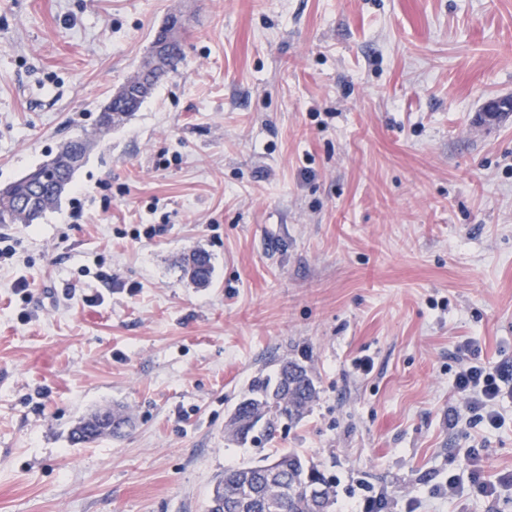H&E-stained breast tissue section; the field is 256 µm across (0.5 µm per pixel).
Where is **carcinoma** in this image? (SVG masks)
<instances>
[{
    "label": "carcinoma",
    "instance_id": "1",
    "mask_svg": "<svg viewBox=\"0 0 512 512\" xmlns=\"http://www.w3.org/2000/svg\"><path fill=\"white\" fill-rule=\"evenodd\" d=\"M144 99L124 97L108 103L109 111L98 113L95 126L66 141L52 161L38 166V173L0 187V224H31L20 202L35 198L39 215L57 205L70 187L77 169L67 159L77 154L86 159L92 145L112 127L138 111ZM183 270L199 284L212 275L210 255L201 250L184 258ZM317 397L307 367L296 360L285 361L275 377H257L237 404L228 424V437L244 440L261 421L268 434L284 420H299ZM126 419L110 409L81 419L71 430L74 443H89L104 437L118 438ZM335 504L329 481L317 465L295 452H282L263 463H247L224 470L207 505L206 512H331Z\"/></svg>",
    "mask_w": 512,
    "mask_h": 512
}]
</instances>
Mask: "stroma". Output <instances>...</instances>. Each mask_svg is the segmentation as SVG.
I'll return each instance as SVG.
<instances>
[{
  "mask_svg": "<svg viewBox=\"0 0 512 512\" xmlns=\"http://www.w3.org/2000/svg\"><path fill=\"white\" fill-rule=\"evenodd\" d=\"M173 14L177 70L40 223L0 224V512H205L288 450L333 512H512L463 456L512 470V404L448 425L459 343L512 366V117L480 119L512 95V0H0V186L93 128ZM287 360L307 415L228 440ZM108 407L124 435L71 444ZM183 270L189 278L199 284L207 283L212 275V263L210 255L201 250L191 252L184 258Z\"/></svg>",
  "mask_w": 512,
  "mask_h": 512,
  "instance_id": "35a3bbf8",
  "label": "stroma"
}]
</instances>
